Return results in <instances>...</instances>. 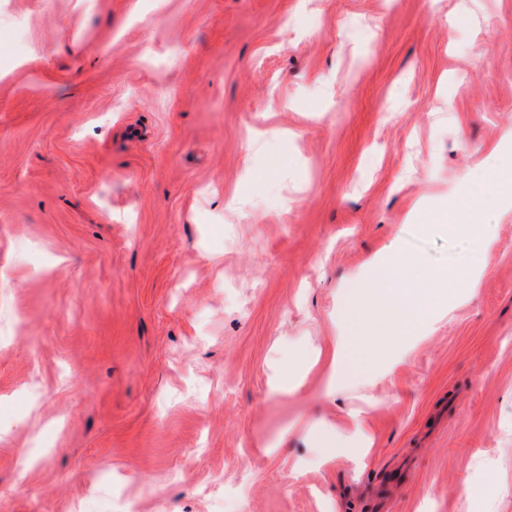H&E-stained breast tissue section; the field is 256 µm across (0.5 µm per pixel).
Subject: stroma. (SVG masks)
Here are the masks:
<instances>
[{"mask_svg": "<svg viewBox=\"0 0 512 512\" xmlns=\"http://www.w3.org/2000/svg\"><path fill=\"white\" fill-rule=\"evenodd\" d=\"M511 129L512 0H0V512H512V208L388 374L305 368Z\"/></svg>", "mask_w": 512, "mask_h": 512, "instance_id": "35a3bbf8", "label": "stroma"}]
</instances>
